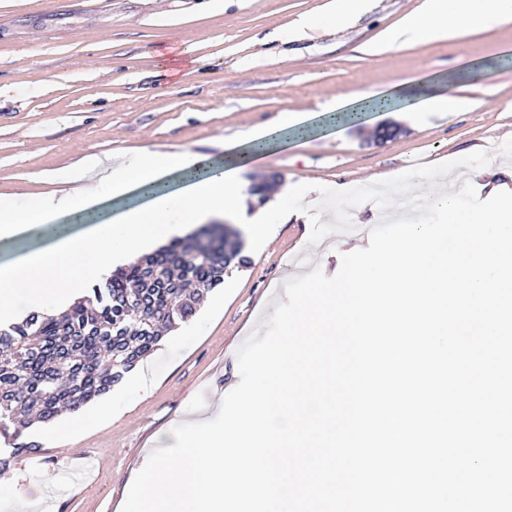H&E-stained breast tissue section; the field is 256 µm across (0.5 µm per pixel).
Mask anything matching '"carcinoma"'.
Returning a JSON list of instances; mask_svg holds the SVG:
<instances>
[{
	"mask_svg": "<svg viewBox=\"0 0 512 512\" xmlns=\"http://www.w3.org/2000/svg\"><path fill=\"white\" fill-rule=\"evenodd\" d=\"M241 252L238 230L204 227L111 274L59 317L0 326V437L12 454L39 447L20 440L34 421L75 412L121 383L244 261Z\"/></svg>",
	"mask_w": 512,
	"mask_h": 512,
	"instance_id": "carcinoma-1",
	"label": "carcinoma"
}]
</instances>
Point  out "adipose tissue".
Instances as JSON below:
<instances>
[{
	"mask_svg": "<svg viewBox=\"0 0 512 512\" xmlns=\"http://www.w3.org/2000/svg\"><path fill=\"white\" fill-rule=\"evenodd\" d=\"M372 7V0H329L324 13L300 19L275 40L285 46L317 31L346 27ZM511 22L512 0H424L419 11L385 29L381 41L365 51L377 54L416 47ZM303 124L301 116L282 113L276 127L246 133L216 158L189 149L160 154L146 148L121 155L107 167L92 154L85 157L68 194L40 197L25 205L0 199V241L33 235L40 241L36 248L0 260V321L9 318L16 299L40 307L71 295L109 270L115 260L134 257L147 244L211 220L234 216L247 238L268 242L276 225L301 217L299 202L305 186L288 185L273 210L250 217L240 206L246 190L242 174L258 159L257 145L275 150L283 143L282 133L300 130ZM175 174L182 177L177 187L171 184ZM138 190L145 193L142 202L121 211L112 209L113 198ZM63 223L74 225V232L59 233Z\"/></svg>",
	"mask_w": 512,
	"mask_h": 512,
	"instance_id": "obj_1",
	"label": "adipose tissue"
}]
</instances>
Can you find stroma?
Returning a JSON list of instances; mask_svg holds the SVG:
<instances>
[{"mask_svg": "<svg viewBox=\"0 0 512 512\" xmlns=\"http://www.w3.org/2000/svg\"><path fill=\"white\" fill-rule=\"evenodd\" d=\"M423 0H375L352 25L302 42L301 55H273L260 39L319 12L325 0H0V196L26 200L69 190L63 175L90 154L146 147L218 157L225 142L288 111L311 118L303 135L244 175L257 211L288 183L363 185L380 174L453 160L512 138V24L451 42L360 53ZM191 47L174 81L158 74L159 49ZM420 75L424 91L468 99L452 115L391 106L336 124L327 103L388 91ZM310 227L290 221L261 250L244 244V266L226 274L196 316L171 332L115 386L112 415L59 445L57 421L33 424L36 452L0 472V512H121L152 451L172 430L211 412L239 382L237 352L285 301L294 259L319 265ZM28 496L20 501L16 485Z\"/></svg>", "mask_w": 512, "mask_h": 512, "instance_id": "stroma-1", "label": "stroma"}]
</instances>
